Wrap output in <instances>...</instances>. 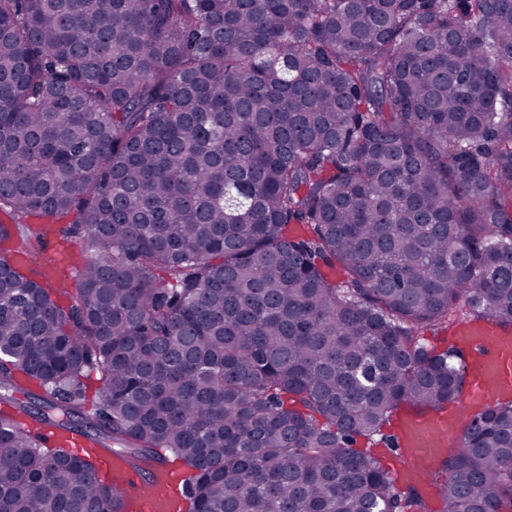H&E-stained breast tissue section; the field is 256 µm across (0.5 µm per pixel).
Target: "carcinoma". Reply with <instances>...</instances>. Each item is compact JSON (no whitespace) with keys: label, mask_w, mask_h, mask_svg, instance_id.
Segmentation results:
<instances>
[{"label":"carcinoma","mask_w":512,"mask_h":512,"mask_svg":"<svg viewBox=\"0 0 512 512\" xmlns=\"http://www.w3.org/2000/svg\"><path fill=\"white\" fill-rule=\"evenodd\" d=\"M4 209L0 512H123L97 448L181 512H431L356 444L461 398L425 331L512 326V0H0ZM72 214L61 294L10 257ZM441 467L512 512V399Z\"/></svg>","instance_id":"obj_1"}]
</instances>
